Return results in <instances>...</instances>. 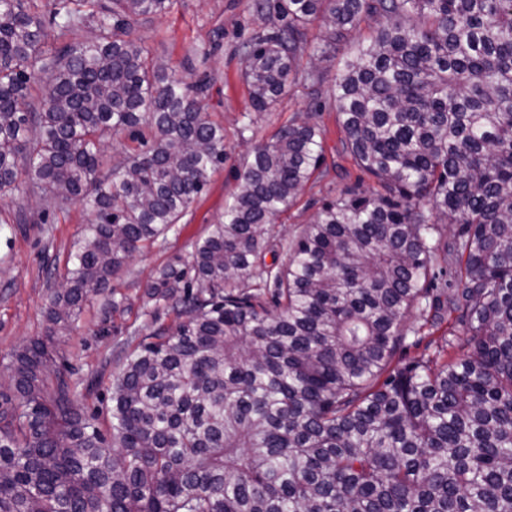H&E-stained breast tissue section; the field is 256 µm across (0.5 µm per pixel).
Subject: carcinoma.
<instances>
[{
	"label": "carcinoma",
	"instance_id": "1",
	"mask_svg": "<svg viewBox=\"0 0 512 512\" xmlns=\"http://www.w3.org/2000/svg\"><path fill=\"white\" fill-rule=\"evenodd\" d=\"M175 4L0 0V197L31 185L92 214L46 334L0 366V512H512V0H256L276 22L243 45L252 107L320 83L304 51L342 55L338 123L371 185L266 262L324 159L296 117L253 148L191 267L147 283L175 324L126 352L107 424L46 371L53 337L224 162L208 82L129 38ZM87 23L89 40L48 42ZM124 130L138 147L104 166ZM414 311L452 325L394 366Z\"/></svg>",
	"mask_w": 512,
	"mask_h": 512
}]
</instances>
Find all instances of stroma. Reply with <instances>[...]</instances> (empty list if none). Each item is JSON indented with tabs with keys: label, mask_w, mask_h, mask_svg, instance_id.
Wrapping results in <instances>:
<instances>
[{
	"label": "stroma",
	"mask_w": 512,
	"mask_h": 512,
	"mask_svg": "<svg viewBox=\"0 0 512 512\" xmlns=\"http://www.w3.org/2000/svg\"><path fill=\"white\" fill-rule=\"evenodd\" d=\"M268 23L254 0H179L172 12L140 24L132 33L166 72L188 81L208 80L205 102L213 120L224 128L225 155L174 229L136 254L111 291L94 296L74 325L55 336L57 362L69 370L88 409L99 406L85 391L88 380L98 379V393L106 392L121 370L127 342L159 325L173 324V313L158 311L148 301L145 285L163 267L190 261L195 242L223 216L243 158L254 145L270 141L298 112H313L324 131L325 161L296 205L274 224L273 241L291 240L323 201L358 181L360 173L344 152L336 121L337 61L318 66L321 110H313L309 91L298 80L274 109L258 112L250 106L241 75V45ZM37 195L29 187L0 201V362L8 361L24 341L45 334L57 275L66 269L72 246L91 219L80 203L60 210ZM108 302L115 308L107 312L103 306Z\"/></svg>",
	"instance_id": "obj_1"
}]
</instances>
